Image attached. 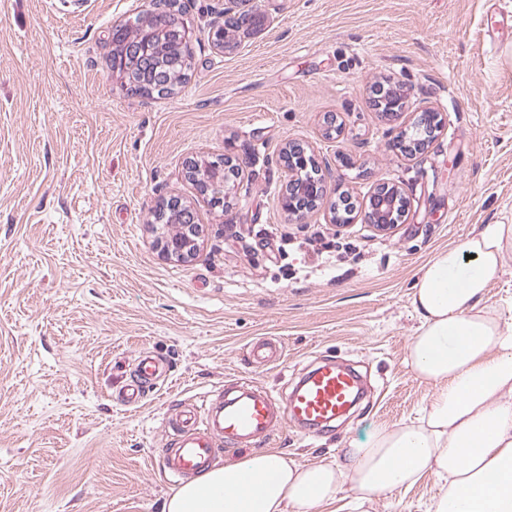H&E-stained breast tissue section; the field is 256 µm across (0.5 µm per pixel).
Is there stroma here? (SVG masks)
Listing matches in <instances>:
<instances>
[{
  "label": "stroma",
  "instance_id": "35a3bbf8",
  "mask_svg": "<svg viewBox=\"0 0 512 512\" xmlns=\"http://www.w3.org/2000/svg\"><path fill=\"white\" fill-rule=\"evenodd\" d=\"M249 2L260 30L230 53L201 33L187 82L148 97L111 68L112 27L145 0H0V512H161L168 416L239 375L281 395L332 356L367 376L341 427L272 441L302 464L416 418L434 392L406 364L412 285L479 225L512 224V0ZM379 83L414 88L410 113L378 112ZM427 107L441 134L401 155L393 139ZM289 141L356 204L378 180L401 187L405 222L338 226L326 203L289 220ZM224 155L241 170L227 208L186 173ZM172 198L202 229L188 262L155 245ZM261 337L282 358L247 367ZM144 350L168 376L129 408L117 395ZM438 491L428 474L375 512H428Z\"/></svg>",
  "mask_w": 512,
  "mask_h": 512
}]
</instances>
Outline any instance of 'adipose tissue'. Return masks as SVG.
<instances>
[{
  "label": "adipose tissue",
  "instance_id": "obj_1",
  "mask_svg": "<svg viewBox=\"0 0 512 512\" xmlns=\"http://www.w3.org/2000/svg\"><path fill=\"white\" fill-rule=\"evenodd\" d=\"M512 268V224H483L438 252L413 284L418 326L406 362L434 392L415 421L376 428L339 460L301 464L275 449L213 465L162 512H371L433 474L431 512H512V316L488 304Z\"/></svg>",
  "mask_w": 512,
  "mask_h": 512
}]
</instances>
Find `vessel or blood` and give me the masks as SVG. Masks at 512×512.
<instances>
[{
	"label": "vessel or blood",
	"mask_w": 512,
	"mask_h": 512,
	"mask_svg": "<svg viewBox=\"0 0 512 512\" xmlns=\"http://www.w3.org/2000/svg\"><path fill=\"white\" fill-rule=\"evenodd\" d=\"M248 362L274 364L280 359L275 342H252ZM163 374V361L149 353L134 361L130 381L120 393L123 402L136 405L153 392ZM359 375L335 359H322L285 397L246 378L235 379L224 392L205 393L170 417L172 431L158 456V467L173 485L207 471L217 454L227 456L269 444L291 425L330 428L358 402Z\"/></svg>",
	"instance_id": "b4317fda"
}]
</instances>
